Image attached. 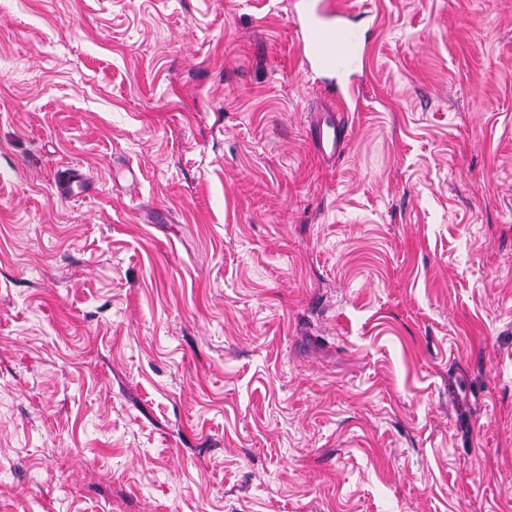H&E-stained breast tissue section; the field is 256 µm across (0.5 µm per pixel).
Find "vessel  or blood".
I'll return each mask as SVG.
<instances>
[{"mask_svg":"<svg viewBox=\"0 0 512 512\" xmlns=\"http://www.w3.org/2000/svg\"><path fill=\"white\" fill-rule=\"evenodd\" d=\"M297 15L305 65L348 77L347 82L337 86L335 101L307 132L317 156L326 161L340 153L348 136L341 114L347 109L348 97L355 94L350 77L363 55L362 38L358 31L343 23L344 10L338 0H299Z\"/></svg>","mask_w":512,"mask_h":512,"instance_id":"obj_1","label":"vessel or blood"}]
</instances>
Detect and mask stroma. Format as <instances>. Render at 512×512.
I'll use <instances>...</instances> for the list:
<instances>
[{"instance_id":"1","label":"stroma","mask_w":512,"mask_h":512,"mask_svg":"<svg viewBox=\"0 0 512 512\" xmlns=\"http://www.w3.org/2000/svg\"><path fill=\"white\" fill-rule=\"evenodd\" d=\"M346 7L326 164L293 0H0V512H512V0Z\"/></svg>"}]
</instances>
